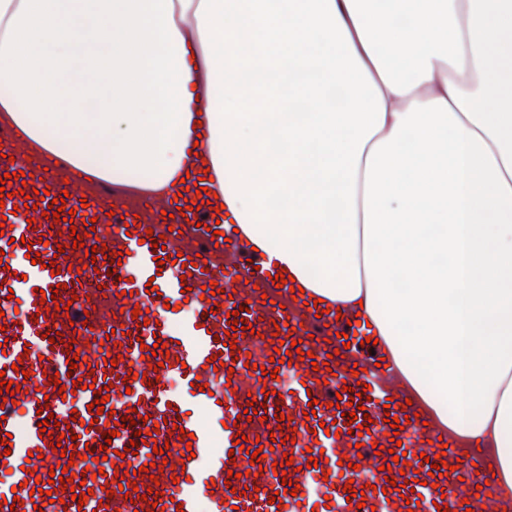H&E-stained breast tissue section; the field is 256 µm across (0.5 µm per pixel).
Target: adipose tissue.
<instances>
[{"mask_svg":"<svg viewBox=\"0 0 512 512\" xmlns=\"http://www.w3.org/2000/svg\"><path fill=\"white\" fill-rule=\"evenodd\" d=\"M0 0V121L168 196L198 159L512 500V0ZM321 275H313V268Z\"/></svg>","mask_w":512,"mask_h":512,"instance_id":"obj_1","label":"adipose tissue"}]
</instances>
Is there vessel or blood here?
Returning <instances> with one entry per match:
<instances>
[{
    "mask_svg": "<svg viewBox=\"0 0 512 512\" xmlns=\"http://www.w3.org/2000/svg\"><path fill=\"white\" fill-rule=\"evenodd\" d=\"M7 173L17 193L0 204V376L18 390L0 407V442L11 450L0 458V512H307L315 485L325 488L329 512H494L484 456L461 460L442 448L395 397L387 383L394 369L365 343L361 326L277 287L274 258L237 234L215 233L220 215L208 196L169 201L166 217L153 224L139 205L110 215L79 176L43 167L0 138V176ZM56 199L74 211L72 221L48 214ZM90 247L95 265L81 267ZM108 251L119 253L120 265L105 259ZM242 279L249 292L239 289ZM212 283L218 291L206 295ZM52 292L60 308L50 312L40 298ZM183 303L193 315L175 321ZM137 308L145 319L134 318ZM295 340L306 359L279 351ZM70 344L81 354L74 365ZM277 368L294 374L292 388L273 378ZM55 374L60 383H52ZM175 375L185 395L171 392ZM360 381L369 386L361 397L352 391ZM99 396L101 415L89 408ZM339 400L364 407L356 422L368 432L350 433ZM43 408L55 421L42 430ZM248 408L265 409V420L244 418ZM279 412L284 420H276ZM405 416L410 424L394 432L391 418ZM323 422L328 430H320ZM138 431L145 442H135ZM55 441L61 451L52 450ZM260 447L267 454L252 464ZM65 450L76 456L73 472L88 476L70 493L47 481L50 470H62ZM440 453L445 464L435 475L429 460ZM288 455L317 465L275 476L274 464ZM34 475L41 478L36 494L24 486ZM286 478L297 493L284 491ZM473 478L483 483L480 493L471 491ZM123 481L133 492L120 490ZM154 481L159 490L148 493ZM87 487L91 496L77 503Z\"/></svg>",
    "mask_w": 512,
    "mask_h": 512,
    "instance_id": "1",
    "label": "vessel or blood"
}]
</instances>
